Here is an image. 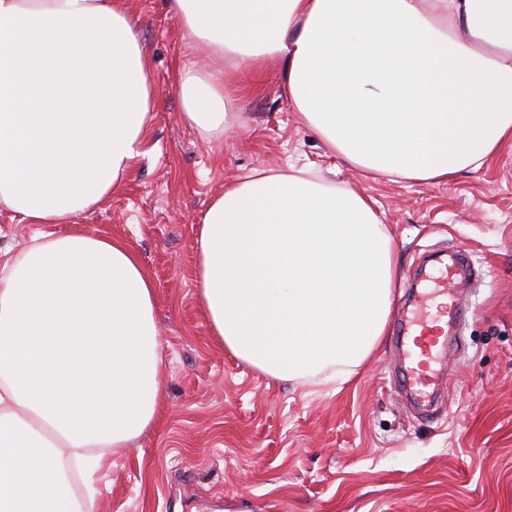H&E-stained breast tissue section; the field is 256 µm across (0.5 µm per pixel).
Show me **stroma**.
Listing matches in <instances>:
<instances>
[{
  "label": "stroma",
  "mask_w": 512,
  "mask_h": 512,
  "mask_svg": "<svg viewBox=\"0 0 512 512\" xmlns=\"http://www.w3.org/2000/svg\"><path fill=\"white\" fill-rule=\"evenodd\" d=\"M153 67L155 103L143 153L124 182L76 215V229L119 235L154 283L163 356L154 423L109 449L92 512H512V149L482 171L437 184L392 182L333 164L298 120L279 74L232 76L239 119L210 139L184 119L182 66L210 65L187 44L169 0H125ZM300 159L375 200L396 243L399 279L382 345L342 387L273 381L217 346L198 300V235L226 181ZM0 211V264L32 236ZM465 251L480 274L465 289L461 348L432 365L439 412L399 386L398 341L441 269Z\"/></svg>",
  "instance_id": "1"
}]
</instances>
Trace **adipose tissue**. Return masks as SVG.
I'll use <instances>...</instances> for the list:
<instances>
[{"instance_id": "obj_1", "label": "adipose tissue", "mask_w": 512, "mask_h": 512, "mask_svg": "<svg viewBox=\"0 0 512 512\" xmlns=\"http://www.w3.org/2000/svg\"><path fill=\"white\" fill-rule=\"evenodd\" d=\"M211 67L190 125L223 135L226 70L273 65L302 125L366 174L435 182L512 147V0H170ZM152 63L123 0H0V209L39 234L0 265V512H83L65 457L155 420L154 284L120 236L71 229L141 153ZM215 342L273 380L348 382L376 354L397 272L373 200L311 166L225 184L198 239Z\"/></svg>"}]
</instances>
